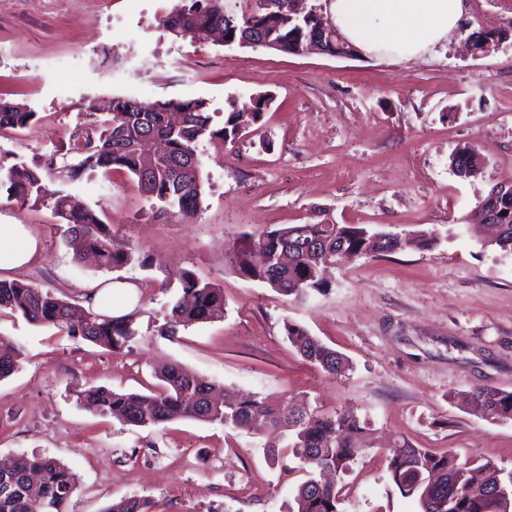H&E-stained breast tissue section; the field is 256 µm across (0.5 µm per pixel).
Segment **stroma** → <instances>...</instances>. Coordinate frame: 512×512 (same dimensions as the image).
Returning <instances> with one entry per match:
<instances>
[{"label":"stroma","mask_w":512,"mask_h":512,"mask_svg":"<svg viewBox=\"0 0 512 512\" xmlns=\"http://www.w3.org/2000/svg\"><path fill=\"white\" fill-rule=\"evenodd\" d=\"M177 2L0 0V94L38 117L0 135V153L17 161L63 148L89 98L201 99L219 128L250 98L271 97L235 141L199 142L207 181L193 221L153 218L120 173L47 180L35 207L0 191V220L30 225L42 242L16 279L79 300L102 281L140 285L137 336L118 352L0 317V338L24 352L0 380V459L66 463L78 478L67 512H101L129 496L154 501L155 512H288L298 461L270 464L262 438L195 420L127 426L77 399L90 385L146 391L156 368L177 362L230 395L354 411L369 443L343 476V512H420L388 472L397 442L512 470V421L463 402L480 385L512 392V255L466 231L490 189L512 183V37L475 54L458 34L411 61L291 55L173 37L158 19ZM468 145L483 160L474 178L451 166ZM61 191L103 210L152 267L76 264L52 212ZM321 221L428 230L436 241L337 264L326 288L303 300L243 280L224 261L242 233ZM172 269L223 288L224 319L160 335L178 294L161 285ZM288 320L348 357L351 371L332 376L305 362L284 335Z\"/></svg>","instance_id":"obj_1"}]
</instances>
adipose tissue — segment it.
<instances>
[{
  "mask_svg": "<svg viewBox=\"0 0 512 512\" xmlns=\"http://www.w3.org/2000/svg\"><path fill=\"white\" fill-rule=\"evenodd\" d=\"M326 13L345 40L375 57L412 59L443 45L462 23L464 0H328ZM41 248L21 223L0 224V276L25 267ZM136 288L118 282L91 294L95 311L118 316L133 311Z\"/></svg>",
  "mask_w": 512,
  "mask_h": 512,
  "instance_id": "1",
  "label": "adipose tissue"
}]
</instances>
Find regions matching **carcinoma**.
<instances>
[{"label": "carcinoma", "mask_w": 512, "mask_h": 512, "mask_svg": "<svg viewBox=\"0 0 512 512\" xmlns=\"http://www.w3.org/2000/svg\"><path fill=\"white\" fill-rule=\"evenodd\" d=\"M290 5L291 0H282L281 8L269 11L265 0H247L246 8L226 11L222 0H181L160 18L159 25L176 38L192 40H207L220 29L224 36L249 47L296 55L304 44V33L328 23L316 12L303 22L293 17ZM114 102L124 111L89 113L68 130L67 149L43 156L33 168L22 162L8 164L0 156V190L17 203L36 205L42 200L45 177L75 181L87 174L119 172L134 178L139 191L159 203V214L194 218L202 206L204 184L197 145L204 139L235 138L240 113H229L224 126L216 129L202 100L142 103L116 98ZM172 112L180 114L179 121L170 118ZM34 116L24 104L0 97V132L24 130ZM157 141L164 144L160 154L151 150ZM452 165L465 177L482 172L481 159L473 149L459 151ZM496 205L500 224L489 243L512 255V186ZM52 209L77 243V263L105 271L121 270L135 262L142 268L149 266L146 256L134 259L133 249L104 220V212L74 208L65 194L55 198ZM372 236L353 224H285L257 237L242 234L228 250L226 261L244 280L265 284L285 296L303 297L326 286L325 270L336 266V250L341 247L355 255L392 254L405 248L425 249L435 240L423 230L401 238L378 232L381 241L375 244L370 242ZM257 250L268 257L263 265L252 261ZM168 279L178 282L182 296L171 306L161 335L175 336L181 326L224 319L223 288L190 271L172 273ZM2 313L20 316L35 326L54 327L111 352L128 347L137 335L133 312L119 317L101 314L67 296L15 279L0 280ZM284 335L304 361L327 374L342 376L351 369L348 359L303 326L287 320ZM22 357L19 346L0 347V380L18 370ZM158 380L160 386L148 394L100 385L77 391V398L99 416L137 427L194 419L255 435L278 430L280 439L265 444L267 459L278 464L292 456L305 473L290 512H341L340 489L322 485L317 475L344 473L366 446L365 427L353 413H322L303 403L285 414L259 394L219 403L212 396L213 384L178 364L163 368ZM470 398L484 418L512 420V392L479 386ZM398 448L388 463L391 478L402 493L418 497L421 512H512V470L506 472L491 462L472 469L449 453L416 448L408 442ZM432 472L440 475L441 483L430 490L426 478ZM33 474L38 476L35 483ZM76 489V475L60 460L21 456L13 466L0 470V512H66ZM102 512H153V504L149 499L122 497Z\"/></svg>", "instance_id": "obj_1"}]
</instances>
